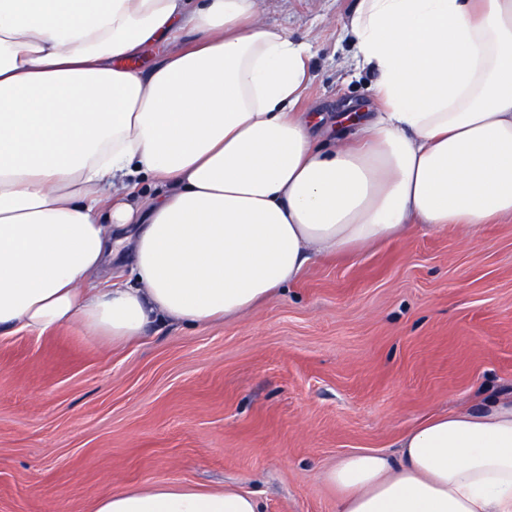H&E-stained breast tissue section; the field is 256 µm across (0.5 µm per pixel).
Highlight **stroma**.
<instances>
[{
	"instance_id": "obj_1",
	"label": "stroma",
	"mask_w": 512,
	"mask_h": 512,
	"mask_svg": "<svg viewBox=\"0 0 512 512\" xmlns=\"http://www.w3.org/2000/svg\"><path fill=\"white\" fill-rule=\"evenodd\" d=\"M354 0H264L312 45L303 108L372 111L342 36ZM512 396V216L313 260L222 322L123 345L71 325L0 338V512H90L151 483L234 487L262 512H336L320 473L429 415Z\"/></svg>"
}]
</instances>
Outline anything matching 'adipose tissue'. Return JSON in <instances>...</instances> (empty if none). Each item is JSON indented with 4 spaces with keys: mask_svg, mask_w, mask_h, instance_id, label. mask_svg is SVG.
<instances>
[{
    "mask_svg": "<svg viewBox=\"0 0 512 512\" xmlns=\"http://www.w3.org/2000/svg\"><path fill=\"white\" fill-rule=\"evenodd\" d=\"M374 117L318 143L259 0H0V337L234 318L314 258L512 216V0H356ZM165 46L150 67L146 48ZM322 474L336 512H512V399ZM91 512H260L178 483Z\"/></svg>",
    "mask_w": 512,
    "mask_h": 512,
    "instance_id": "adipose-tissue-1",
    "label": "adipose tissue"
}]
</instances>
